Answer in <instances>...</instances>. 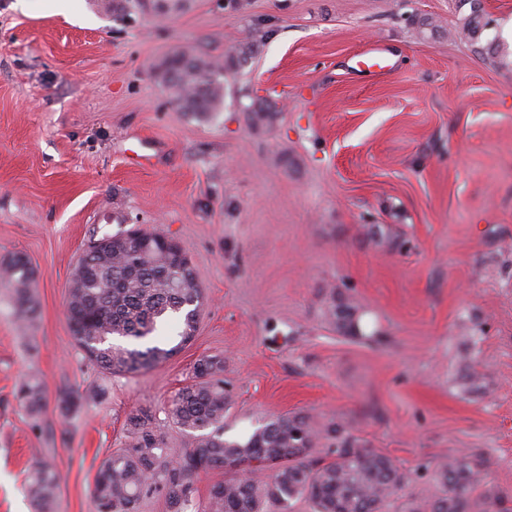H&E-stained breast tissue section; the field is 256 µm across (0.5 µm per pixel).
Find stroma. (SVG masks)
I'll list each match as a JSON object with an SVG mask.
<instances>
[{
  "label": "stroma",
  "mask_w": 512,
  "mask_h": 512,
  "mask_svg": "<svg viewBox=\"0 0 512 512\" xmlns=\"http://www.w3.org/2000/svg\"><path fill=\"white\" fill-rule=\"evenodd\" d=\"M483 5L474 43L456 0H191L164 20L0 0V258L29 259L39 306L19 338L0 282V512H35L36 449L61 477L51 512H95L96 472L138 409L189 447L166 410L205 356L224 362L226 438L307 413L409 472L470 454L512 497V0ZM428 17L439 33L419 32ZM247 40L261 52L211 118L154 79L173 51L224 57ZM257 99L273 115L254 127ZM135 225L178 241L206 306L171 359L113 374L83 361L68 286L91 240ZM330 287L375 340L324 321ZM466 354L487 374L477 397L458 384ZM29 373L47 397L36 420L15 397ZM63 387L101 397L66 413Z\"/></svg>",
  "instance_id": "stroma-1"
}]
</instances>
